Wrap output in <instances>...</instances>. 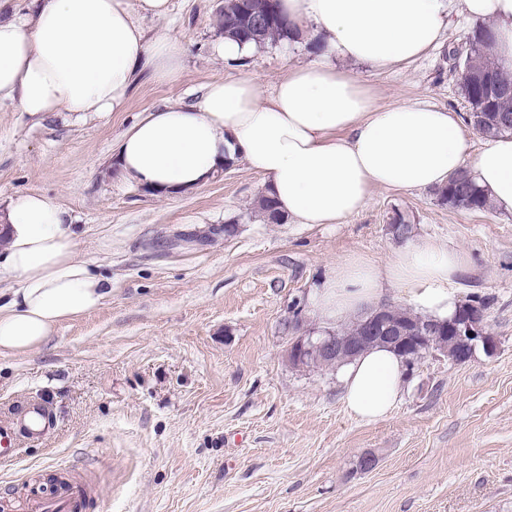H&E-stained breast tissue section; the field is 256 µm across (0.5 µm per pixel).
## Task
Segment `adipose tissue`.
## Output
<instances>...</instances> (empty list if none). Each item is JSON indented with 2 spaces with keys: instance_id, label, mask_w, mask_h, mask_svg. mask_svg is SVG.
<instances>
[{
  "instance_id": "adipose-tissue-1",
  "label": "adipose tissue",
  "mask_w": 512,
  "mask_h": 512,
  "mask_svg": "<svg viewBox=\"0 0 512 512\" xmlns=\"http://www.w3.org/2000/svg\"><path fill=\"white\" fill-rule=\"evenodd\" d=\"M473 21H491L495 60L512 72V0H281L296 30L313 28L323 62L299 67L262 92L255 79L206 86L198 102L168 105L139 118L121 137V176L157 195L192 192L229 161L263 178V193L296 224H339L367 206L375 187L444 186L466 170L502 213L512 214V136L487 137L467 158L457 113L416 103L377 106L371 90L337 61L390 69L439 41L453 3ZM170 0H32L16 10L0 0V105L18 111L120 112L138 73L182 77L185 45L146 38L142 19H163ZM9 234L0 269L19 286L0 300V354L41 345L56 325L96 310L112 291L76 251L68 211L56 199L21 194L8 205ZM466 263L462 251L425 241L384 265L354 256L312 298L331 322L369 306L383 283L452 316L449 290ZM408 369L375 346L342 366L347 410L384 419L400 399Z\"/></svg>"
}]
</instances>
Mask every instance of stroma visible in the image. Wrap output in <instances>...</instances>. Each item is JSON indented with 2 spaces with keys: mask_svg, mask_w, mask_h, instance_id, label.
<instances>
[{
  "mask_svg": "<svg viewBox=\"0 0 512 512\" xmlns=\"http://www.w3.org/2000/svg\"><path fill=\"white\" fill-rule=\"evenodd\" d=\"M224 0H170L147 37L186 45L179 83L142 75L124 111L32 115L0 107V209L46 194L78 226L79 256L112 282L102 306L39 347L0 356V422L31 403L55 420L0 463V512H26L55 474L83 477L98 512H512V215L442 204L435 190L373 188L341 224H273L262 179L238 162L195 192L158 196L114 172L122 134L146 112L196 102L204 87L251 77L263 90L316 61L313 31L225 59ZM471 28L384 72L353 74L378 106L469 105L448 52ZM409 239L390 229L398 217ZM236 232L225 237V225ZM433 240L468 255L459 301L487 305L494 354L424 358L400 402L366 423L341 400L338 371L293 367L289 322L322 328L311 298L346 258L376 264ZM376 467L360 471L361 454Z\"/></svg>",
  "mask_w": 512,
  "mask_h": 512,
  "instance_id": "1",
  "label": "stroma"
}]
</instances>
